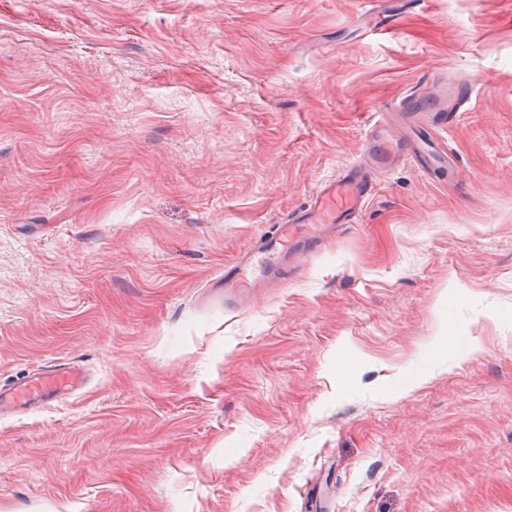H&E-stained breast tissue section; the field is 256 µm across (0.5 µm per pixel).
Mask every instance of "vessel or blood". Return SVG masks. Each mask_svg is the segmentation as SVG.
<instances>
[{"mask_svg":"<svg viewBox=\"0 0 512 512\" xmlns=\"http://www.w3.org/2000/svg\"><path fill=\"white\" fill-rule=\"evenodd\" d=\"M470 94V88L461 83L438 90L428 86L418 96L406 97L392 104V111L409 116L411 129L406 136L397 137L384 121H376L366 135L365 146L370 149L384 145V154L372 157L370 163L349 166L336 179L325 183L307 207L270 234L252 242L235 262L225 268V287H253L252 271L270 266L276 255L288 251L290 243H301L306 252L320 249L323 245L320 227L360 223L374 188L399 158H417L428 171L446 170V152L426 137L424 131L433 126L453 124L462 102ZM81 383L82 374L78 369L61 365L7 391H0V409L8 405L22 408L37 397L61 396L77 389Z\"/></svg>","mask_w":512,"mask_h":512,"instance_id":"obj_1","label":"vessel or blood"}]
</instances>
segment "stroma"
<instances>
[{
  "label": "stroma",
  "instance_id": "35a3bbf8",
  "mask_svg": "<svg viewBox=\"0 0 512 512\" xmlns=\"http://www.w3.org/2000/svg\"><path fill=\"white\" fill-rule=\"evenodd\" d=\"M303 271L224 268L440 74ZM0 512H512V0H0ZM58 368L26 379L23 383L2 392L0 389V411L6 405L24 408L35 397H57L77 389L82 383V373L73 366Z\"/></svg>",
  "mask_w": 512,
  "mask_h": 512
}]
</instances>
